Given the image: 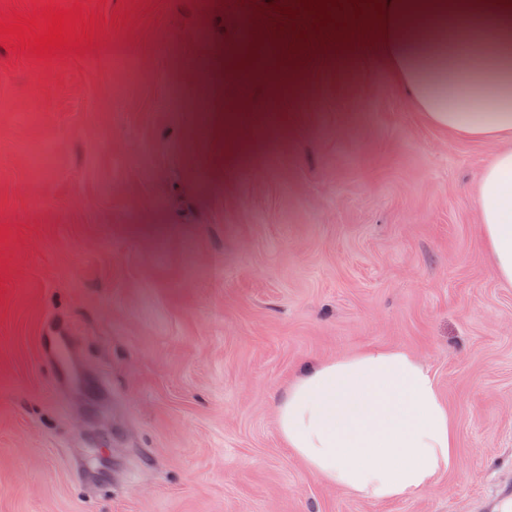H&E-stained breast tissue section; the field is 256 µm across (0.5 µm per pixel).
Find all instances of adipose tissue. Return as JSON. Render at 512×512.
Instances as JSON below:
<instances>
[{
    "mask_svg": "<svg viewBox=\"0 0 512 512\" xmlns=\"http://www.w3.org/2000/svg\"><path fill=\"white\" fill-rule=\"evenodd\" d=\"M385 30L337 43L372 44L429 121L498 141L476 194L498 278L512 284V4L500 0H384ZM298 57L244 37L228 67L244 80L278 79ZM279 437L323 482L376 502L411 497L454 469L456 432L434 376L399 348L368 349L303 366L276 406Z\"/></svg>",
    "mask_w": 512,
    "mask_h": 512,
    "instance_id": "adipose-tissue-1",
    "label": "adipose tissue"
}]
</instances>
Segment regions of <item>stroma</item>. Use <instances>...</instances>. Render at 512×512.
Masks as SVG:
<instances>
[{
    "mask_svg": "<svg viewBox=\"0 0 512 512\" xmlns=\"http://www.w3.org/2000/svg\"><path fill=\"white\" fill-rule=\"evenodd\" d=\"M263 4L0 0L8 26L80 17L45 51L0 34V512H485L512 485V286L476 205L496 144L431 125L369 48L234 78ZM52 314L115 410L56 392ZM374 347L430 368L457 437L389 502L275 422L303 364Z\"/></svg>",
    "mask_w": 512,
    "mask_h": 512,
    "instance_id": "1",
    "label": "stroma"
}]
</instances>
